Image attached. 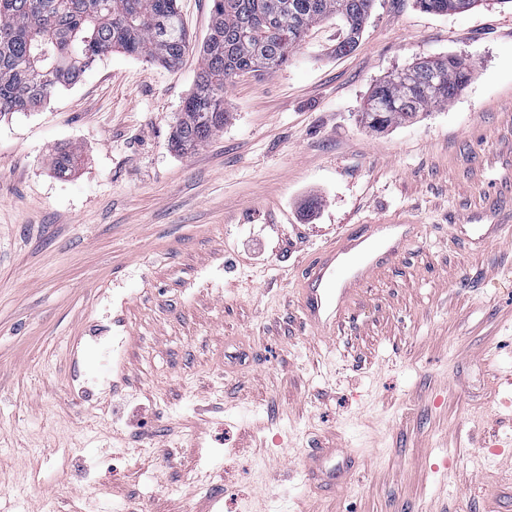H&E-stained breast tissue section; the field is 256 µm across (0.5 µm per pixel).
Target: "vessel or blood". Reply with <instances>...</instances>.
<instances>
[{
  "mask_svg": "<svg viewBox=\"0 0 512 512\" xmlns=\"http://www.w3.org/2000/svg\"><path fill=\"white\" fill-rule=\"evenodd\" d=\"M376 244L388 245L398 257L411 241L404 238L398 224L360 225L344 231L335 243L304 264L298 278L302 309L316 334H335L355 288L378 271L379 261L370 251ZM352 460L348 449L315 448L304 455L302 467L316 488L333 490L351 473Z\"/></svg>",
  "mask_w": 512,
  "mask_h": 512,
  "instance_id": "obj_1",
  "label": "vessel or blood"
}]
</instances>
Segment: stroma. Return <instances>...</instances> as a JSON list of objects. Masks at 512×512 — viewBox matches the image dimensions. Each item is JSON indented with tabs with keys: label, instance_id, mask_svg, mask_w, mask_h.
Wrapping results in <instances>:
<instances>
[{
	"label": "stroma",
	"instance_id": "35a3bbf8",
	"mask_svg": "<svg viewBox=\"0 0 512 512\" xmlns=\"http://www.w3.org/2000/svg\"><path fill=\"white\" fill-rule=\"evenodd\" d=\"M178 4L176 69L115 52L0 116V512H512V6L374 0L342 57L322 22L178 155L213 2ZM448 55L454 101L364 127L376 82ZM396 222L409 254L313 334L300 267ZM319 445L356 453L339 491L305 481Z\"/></svg>",
	"mask_w": 512,
	"mask_h": 512
}]
</instances>
